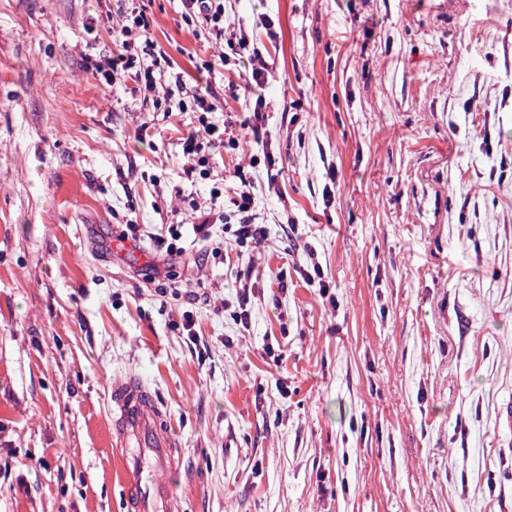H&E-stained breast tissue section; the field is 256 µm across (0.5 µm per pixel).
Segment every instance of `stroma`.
Instances as JSON below:
<instances>
[{
  "instance_id": "obj_1",
  "label": "stroma",
  "mask_w": 512,
  "mask_h": 512,
  "mask_svg": "<svg viewBox=\"0 0 512 512\" xmlns=\"http://www.w3.org/2000/svg\"><path fill=\"white\" fill-rule=\"evenodd\" d=\"M136 2L164 92L214 47L180 0ZM118 16L0 0V512H123L132 376L185 512H512V0H226L269 65L259 142L238 55L214 112L107 86ZM204 120L232 142L203 177L180 140ZM243 187L258 244L223 229ZM205 216L224 259L199 267ZM134 224L186 255L148 280Z\"/></svg>"
}]
</instances>
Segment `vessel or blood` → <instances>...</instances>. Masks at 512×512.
Returning a JSON list of instances; mask_svg holds the SVG:
<instances>
[{
	"label": "vessel or blood",
	"mask_w": 512,
	"mask_h": 512,
	"mask_svg": "<svg viewBox=\"0 0 512 512\" xmlns=\"http://www.w3.org/2000/svg\"><path fill=\"white\" fill-rule=\"evenodd\" d=\"M112 447L126 512H180L168 482L182 467L167 408L137 378L112 390Z\"/></svg>",
	"instance_id": "b4317fda"
}]
</instances>
